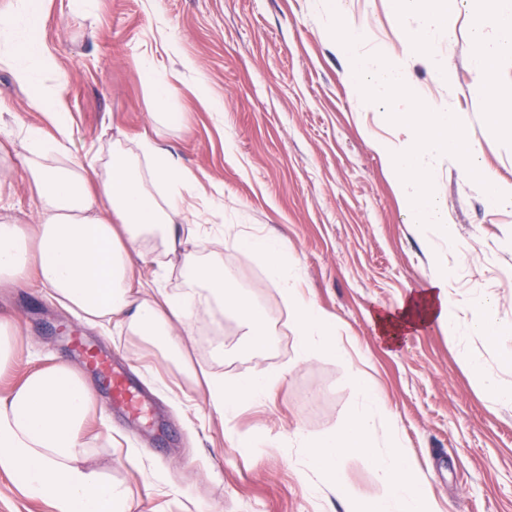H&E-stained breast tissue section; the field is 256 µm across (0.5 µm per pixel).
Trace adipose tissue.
I'll list each match as a JSON object with an SVG mask.
<instances>
[{
	"instance_id": "1",
	"label": "adipose tissue",
	"mask_w": 512,
	"mask_h": 512,
	"mask_svg": "<svg viewBox=\"0 0 512 512\" xmlns=\"http://www.w3.org/2000/svg\"><path fill=\"white\" fill-rule=\"evenodd\" d=\"M490 22L472 32L473 67L493 96L512 91L498 76L496 60L512 40V0H482ZM460 0H393L397 15L413 17L404 48L426 60L436 57L433 31L448 29ZM46 18L44 0H16V9L0 21V68L9 70L27 92L28 109L43 113L51 131L27 128L16 159L37 202V221L24 224L0 213V285L30 279L47 288L64 307L92 327L114 324L121 334L152 346L161 358L189 379H203L209 406L234 415L244 405L268 398L287 379L286 372L254 373L233 385L223 374L199 375L186 356L203 316L236 318L240 345L248 351L265 346L272 330L252 291L238 287L221 257L208 254L209 234L192 230V250L176 227L189 223L196 210L198 183L158 139L127 147L112 142V155L97 179H89L71 146L73 126L64 107L66 83L44 84L54 66L36 37ZM151 91L156 122L168 124L175 95L155 62L138 61ZM164 255L181 254L187 288L171 292L157 281L141 279L136 260L146 243ZM451 273L435 267L429 288L409 295L390 310L375 312L372 322L383 344L400 346L403 338L429 325L446 328L460 346L479 388L493 401L512 405V386L469 353L471 339L489 343L499 323L491 295L477 293L459 303L448 292ZM111 435L112 426L93 389L70 363L58 361L27 373L21 384L0 390V471L10 474L33 499L51 500L54 512H129L126 487L104 471L86 466L90 420Z\"/></svg>"
}]
</instances>
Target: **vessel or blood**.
I'll use <instances>...</instances> for the list:
<instances>
[{"label": "vessel or blood", "mask_w": 512, "mask_h": 512, "mask_svg": "<svg viewBox=\"0 0 512 512\" xmlns=\"http://www.w3.org/2000/svg\"><path fill=\"white\" fill-rule=\"evenodd\" d=\"M70 349L78 356L87 370L92 372L108 390L111 403L121 405L129 413L138 415L144 409V400L138 387L128 374L113 365L111 352L87 340L78 331H71Z\"/></svg>", "instance_id": "1"}]
</instances>
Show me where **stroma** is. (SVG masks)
Here are the masks:
<instances>
[{"label": "stroma", "mask_w": 512, "mask_h": 512, "mask_svg": "<svg viewBox=\"0 0 512 512\" xmlns=\"http://www.w3.org/2000/svg\"><path fill=\"white\" fill-rule=\"evenodd\" d=\"M326 0H96L89 14L69 0H46L38 37L68 84L65 105L74 126V153L89 174L100 171L112 137L127 143L161 134L208 198L210 221L232 226L213 233L212 254L222 257L235 282L253 288L282 351L273 358L239 351L232 321L195 329L193 361L210 363L212 332L224 339L219 370L226 384L258 371L287 370L286 382L261 405L220 418L204 394L157 351L136 339L93 329L47 294L37 281L0 288V317L23 336L17 361L0 373V389L22 382L49 358L71 360L64 331L80 330L128 365L158 405L155 424L142 428L119 409L109 410L114 444L98 440L88 465L130 489V512H189L192 501L215 512H344L334 495L318 496L297 473L296 433L315 437L338 427L354 406L349 366L322 354L298 356L295 320L264 266L235 237L269 231L283 240L301 270L302 288L351 341L353 358L372 376L396 426V440L414 461L419 480L444 512H512V406L491 402L475 384L446 330L429 326L389 350L370 320L427 287L435 252L409 224L384 158L369 144L385 134L383 106L359 104L348 76L349 60L329 31ZM360 24L358 51H399L406 20L390 0H352ZM467 10L451 32L436 36V55L453 67V80L436 82L413 55L400 61L413 85L433 101H449L468 118V135L480 148V165L512 183V140L496 128L512 124V96L488 104L471 63ZM195 60L196 71L175 63L169 40ZM149 56L177 90L170 109L176 125L151 117L150 93L137 61ZM0 122L14 131L45 126L29 111L26 94L0 69ZM224 192L213 195V185ZM435 191L462 247L450 255L452 293L467 300L488 293L497 300L500 330L479 345L484 364L512 382V206L491 205L473 179L448 159L438 162ZM269 447H250L252 437ZM138 448L145 464L163 470L181 498L147 486L125 457Z\"/></svg>", "instance_id": "35a3bbf8"}]
</instances>
